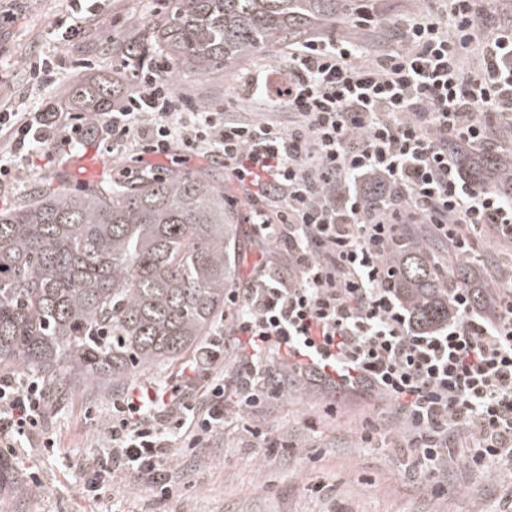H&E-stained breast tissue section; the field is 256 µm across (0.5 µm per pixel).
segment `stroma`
Returning <instances> with one entry per match:
<instances>
[{
	"label": "stroma",
	"mask_w": 512,
	"mask_h": 512,
	"mask_svg": "<svg viewBox=\"0 0 512 512\" xmlns=\"http://www.w3.org/2000/svg\"><path fill=\"white\" fill-rule=\"evenodd\" d=\"M154 0H102L96 14L84 15L82 30L71 41L51 34L57 19L70 16V0H0V104L18 112L61 100L75 79H111L121 65L108 49L117 34L132 35L136 24L154 18ZM287 47L281 46L226 69L223 78L194 74L179 77L174 88L200 106L259 115L250 82L261 78L274 95L285 78ZM54 62L59 81L50 88L28 84L30 66ZM85 67H77V60ZM88 156L113 170L193 172L207 160L176 152L138 156L124 145L87 144L38 151L25 165L22 179L0 183V209L18 203L37 185L53 188L97 177L95 169L77 163ZM224 193L239 198L234 209L239 260L235 282L250 277L259 256L249 246L252 226L244 190L225 180ZM46 427L56 441L53 452L34 458L0 453L11 468L0 481V512H512V466L495 463L479 469L471 462V443L453 440L452 452L426 476L416 465L417 453L405 447V429L368 398L350 391L292 387L279 400L233 414L223 431L207 444L185 443L172 468L174 497L159 502L137 478L123 477L114 491L96 499L82 493L75 474L102 459L101 423L113 398L93 388L58 386L47 391ZM379 435L363 447L359 435L366 422ZM268 436L267 447L251 433ZM40 472L47 487L32 489Z\"/></svg>",
	"instance_id": "1"
}]
</instances>
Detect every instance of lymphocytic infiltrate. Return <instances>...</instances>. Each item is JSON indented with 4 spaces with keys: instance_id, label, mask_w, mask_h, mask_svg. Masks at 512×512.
<instances>
[{
    "instance_id": "f902f5d3",
    "label": "lymphocytic infiltrate",
    "mask_w": 512,
    "mask_h": 512,
    "mask_svg": "<svg viewBox=\"0 0 512 512\" xmlns=\"http://www.w3.org/2000/svg\"><path fill=\"white\" fill-rule=\"evenodd\" d=\"M379 24L361 10L347 35L318 30L289 44L286 87L272 102L284 122L202 109L165 81L163 55L135 66L127 93L92 124L79 112L0 108L11 154L0 179H17L15 159L52 142L196 155L223 163L247 190L257 247L283 246L231 289L230 324H217L183 363L180 385L150 383L113 401L103 424L112 464L82 472L83 492L105 493L133 473L168 501L177 431L208 439L229 417L226 395L253 409L289 383L369 395L405 425L429 472L455 434L475 444L476 466L512 457V271L497 273L482 309L467 289H450L456 318L419 334L387 286L385 262L405 224L429 225L465 257L476 233L512 246V185L461 160L512 172L497 139L512 116V15L491 21L481 0H447L395 23L387 50L369 37ZM471 53L478 66L468 71ZM228 334L240 346L229 367ZM46 398L38 376L0 374L1 448L53 450Z\"/></svg>"
}]
</instances>
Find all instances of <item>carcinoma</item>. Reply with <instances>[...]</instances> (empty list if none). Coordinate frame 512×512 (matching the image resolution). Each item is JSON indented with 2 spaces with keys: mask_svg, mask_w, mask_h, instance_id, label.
Masks as SVG:
<instances>
[{
  "mask_svg": "<svg viewBox=\"0 0 512 512\" xmlns=\"http://www.w3.org/2000/svg\"><path fill=\"white\" fill-rule=\"evenodd\" d=\"M342 0H171L135 39L112 43L134 64L163 51L167 79L224 68L336 21ZM65 106L93 119L112 108L105 82L72 83ZM234 212L218 173L103 170L75 188L41 187L0 212V370L119 389L173 364L214 331L231 288L237 243ZM387 266L416 332L455 317L448 289L487 283L466 263L445 276L416 241L390 250Z\"/></svg>",
  "mask_w": 512,
  "mask_h": 512,
  "instance_id": "cac0c4a2",
  "label": "carcinoma"
}]
</instances>
